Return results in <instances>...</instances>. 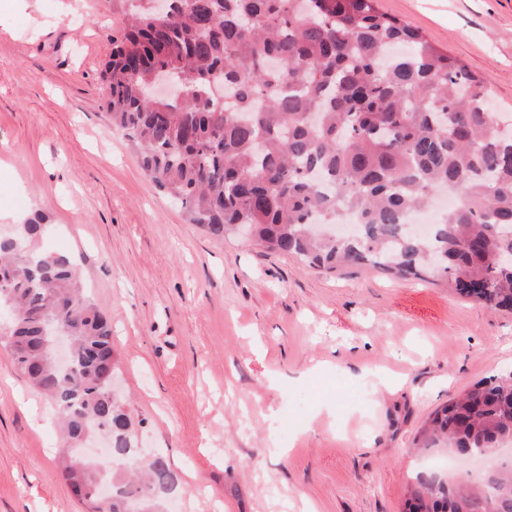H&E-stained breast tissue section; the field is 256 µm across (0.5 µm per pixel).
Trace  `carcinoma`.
<instances>
[{"instance_id":"cac0c4a2","label":"carcinoma","mask_w":512,"mask_h":512,"mask_svg":"<svg viewBox=\"0 0 512 512\" xmlns=\"http://www.w3.org/2000/svg\"><path fill=\"white\" fill-rule=\"evenodd\" d=\"M376 0H170L167 15L131 4L124 40L102 80L109 125L130 138L140 168L181 202L189 223L224 239L246 226L254 244L334 273L370 266L399 279L443 281L490 309L512 310V122L488 109L491 89ZM183 96L149 98L153 77ZM457 203L427 238L404 225L439 191ZM357 215L353 239L318 237L315 221ZM36 215L0 236V327L16 369L63 424V481L92 512H166L176 480L165 456L137 460L129 403L108 393L119 369L112 323L85 295L74 260L40 253ZM72 339L52 364L50 326ZM112 431V459L76 453ZM512 442V373L438 406L414 447L485 457ZM112 483V500L97 488ZM408 512H512V463L445 481L418 470Z\"/></svg>"}]
</instances>
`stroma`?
<instances>
[{"label":"stroma","instance_id":"stroma-1","mask_svg":"<svg viewBox=\"0 0 512 512\" xmlns=\"http://www.w3.org/2000/svg\"><path fill=\"white\" fill-rule=\"evenodd\" d=\"M512 108V0H377ZM128 0H0V230L34 214L111 318L121 383L178 512H404L427 416L512 372V312L440 281L325 274L216 241L102 108ZM392 372L379 390L372 378ZM47 401L0 345V512H87Z\"/></svg>","mask_w":512,"mask_h":512}]
</instances>
